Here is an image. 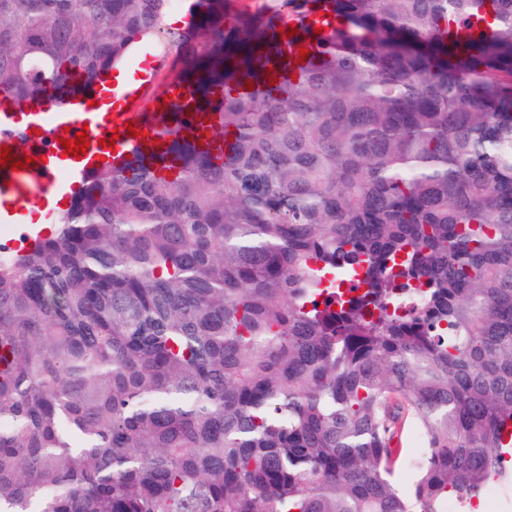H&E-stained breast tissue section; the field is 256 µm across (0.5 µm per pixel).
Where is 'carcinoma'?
<instances>
[{
	"instance_id": "carcinoma-1",
	"label": "carcinoma",
	"mask_w": 512,
	"mask_h": 512,
	"mask_svg": "<svg viewBox=\"0 0 512 512\" xmlns=\"http://www.w3.org/2000/svg\"><path fill=\"white\" fill-rule=\"evenodd\" d=\"M279 2L171 32L169 0H0V97L85 95L158 40L231 135L158 131L175 178L105 164L0 258V512L512 502V0ZM303 43L278 96L212 98Z\"/></svg>"
}]
</instances>
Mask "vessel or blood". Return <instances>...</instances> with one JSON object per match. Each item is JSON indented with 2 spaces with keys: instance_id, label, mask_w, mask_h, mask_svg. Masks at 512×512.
<instances>
[{
  "instance_id": "b4317fda",
  "label": "vessel or blood",
  "mask_w": 512,
  "mask_h": 512,
  "mask_svg": "<svg viewBox=\"0 0 512 512\" xmlns=\"http://www.w3.org/2000/svg\"><path fill=\"white\" fill-rule=\"evenodd\" d=\"M297 72L279 74L273 83L246 88L238 85L236 93L247 91L264 96L277 95L289 80L297 79ZM191 89L183 83H174L163 92L168 109L164 112L141 111L135 92L121 96L122 111L112 113L104 122L90 120L87 113L76 111L74 101L47 100L32 104L26 116H18L12 103L0 102V147H10L12 161L28 160L27 168L11 170L0 167V223L11 226L14 238L5 240L4 246L16 249L22 239L31 238L32 230L23 222L26 207L40 193L59 192L60 171H70L75 180H82L87 171L109 163L121 165L132 154L162 155L157 169L169 173L178 161L163 155V139L156 133L164 127L177 130L183 135L196 136L200 144L212 153H219L224 146L223 138L215 131L220 123L216 112H193L188 108ZM86 131L89 145L85 155L76 157L66 154L59 142L65 132Z\"/></svg>"
}]
</instances>
